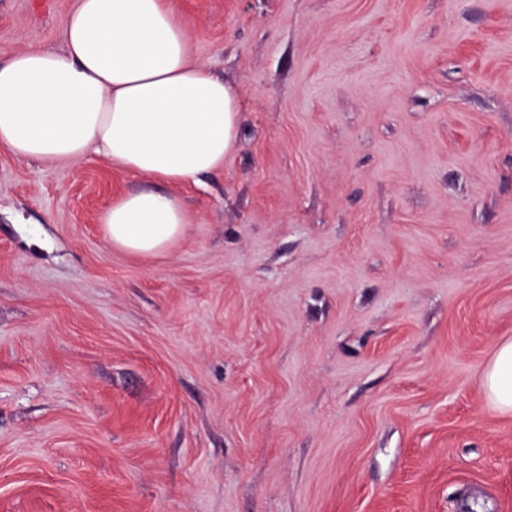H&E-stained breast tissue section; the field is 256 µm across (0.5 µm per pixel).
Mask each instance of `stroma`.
<instances>
[{"mask_svg":"<svg viewBox=\"0 0 512 512\" xmlns=\"http://www.w3.org/2000/svg\"><path fill=\"white\" fill-rule=\"evenodd\" d=\"M75 0H0V64ZM243 125L161 185L0 152V512H512V0H168ZM100 223L112 246L130 254L155 255L187 234L192 216L175 198L147 189L116 198ZM488 402L502 414H512V340L500 343L483 375Z\"/></svg>","mask_w":512,"mask_h":512,"instance_id":"1","label":"stroma"}]
</instances>
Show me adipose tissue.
<instances>
[{
  "label": "adipose tissue",
  "mask_w": 512,
  "mask_h": 512,
  "mask_svg": "<svg viewBox=\"0 0 512 512\" xmlns=\"http://www.w3.org/2000/svg\"><path fill=\"white\" fill-rule=\"evenodd\" d=\"M61 53L28 48L0 65V148L50 164L100 155L140 177L181 183L223 169L240 128L235 89L190 59L165 0H76ZM100 222L112 246L167 251L192 222L175 198L140 190ZM488 402L512 414V340L483 375Z\"/></svg>",
  "instance_id": "ef3b65f1"
}]
</instances>
